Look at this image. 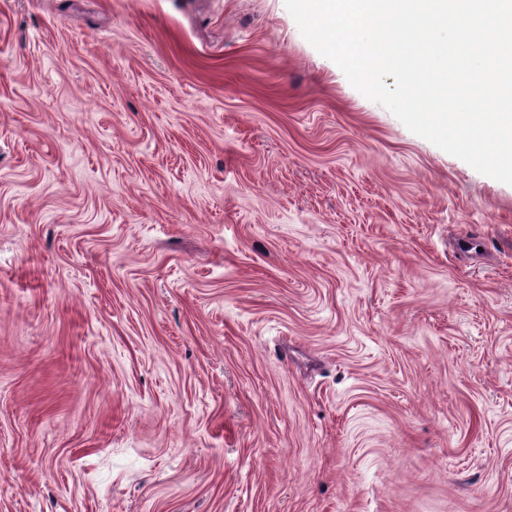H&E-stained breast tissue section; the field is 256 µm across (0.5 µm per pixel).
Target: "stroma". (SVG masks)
I'll list each match as a JSON object with an SVG mask.
<instances>
[{
	"label": "stroma",
	"instance_id": "35a3bbf8",
	"mask_svg": "<svg viewBox=\"0 0 512 512\" xmlns=\"http://www.w3.org/2000/svg\"><path fill=\"white\" fill-rule=\"evenodd\" d=\"M0 512H512V185L284 0H0Z\"/></svg>",
	"mask_w": 512,
	"mask_h": 512
}]
</instances>
